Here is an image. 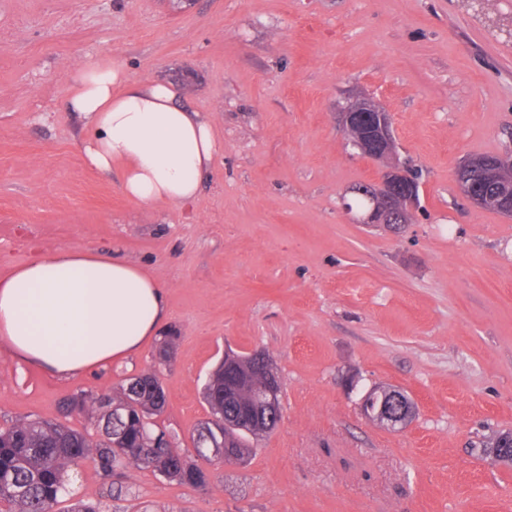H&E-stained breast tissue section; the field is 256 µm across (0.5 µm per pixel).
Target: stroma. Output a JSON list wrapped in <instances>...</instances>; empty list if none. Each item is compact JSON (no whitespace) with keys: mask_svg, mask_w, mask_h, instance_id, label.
<instances>
[{"mask_svg":"<svg viewBox=\"0 0 512 512\" xmlns=\"http://www.w3.org/2000/svg\"><path fill=\"white\" fill-rule=\"evenodd\" d=\"M89 57L175 83L209 117L218 151L192 201L144 209L85 163L66 102ZM361 92L421 172L398 234L342 209L377 172L336 126ZM509 149L512 36L464 0H0V275L35 245L115 251L160 283L179 339L155 423L173 447L208 418L225 348L266 352L282 382L277 428L207 487L108 481L87 460L76 497L112 483V512H512V465L474 448L512 431V217L455 179L464 157ZM155 346L67 381L0 341V426L112 392ZM377 386L414 399L412 422L361 414Z\"/></svg>","mask_w":512,"mask_h":512,"instance_id":"obj_1","label":"stroma"}]
</instances>
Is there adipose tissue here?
Segmentation results:
<instances>
[{"label": "adipose tissue", "instance_id": "obj_1", "mask_svg": "<svg viewBox=\"0 0 512 512\" xmlns=\"http://www.w3.org/2000/svg\"><path fill=\"white\" fill-rule=\"evenodd\" d=\"M67 108L88 131L85 162L102 173L120 166L131 201L151 208L198 194L218 144L209 118L181 105L172 85L91 58L71 75ZM164 314L162 286L115 254L62 250L0 277V339L63 380L133 358Z\"/></svg>", "mask_w": 512, "mask_h": 512}]
</instances>
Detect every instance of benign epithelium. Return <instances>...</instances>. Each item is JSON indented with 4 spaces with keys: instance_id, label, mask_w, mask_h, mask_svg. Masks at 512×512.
<instances>
[{
    "instance_id": "benign-epithelium-1",
    "label": "benign epithelium",
    "mask_w": 512,
    "mask_h": 512,
    "mask_svg": "<svg viewBox=\"0 0 512 512\" xmlns=\"http://www.w3.org/2000/svg\"><path fill=\"white\" fill-rule=\"evenodd\" d=\"M336 119L348 143L380 164L378 178L369 184L366 193L370 206L358 217V222L378 224L393 233L401 232L411 223L419 196L416 179L409 173L408 166L389 149L395 140L391 114L381 109L374 98L362 96L341 108ZM473 170L484 171L487 182L502 204V214L512 217V179L503 178L504 172L512 171V154H499L492 159L470 155L457 166L460 193L480 208L485 204V194L475 191L467 182L468 174ZM255 358L253 370L247 371V375L256 372L265 377V387L255 396V402L258 409L272 412L279 407L280 379L265 353L260 351ZM360 409L366 418L389 430L406 426L415 416L412 401L394 388L371 389L361 399ZM235 448L236 445L225 439L215 440L211 443V455L223 459L226 464L238 463L240 457Z\"/></svg>"
}]
</instances>
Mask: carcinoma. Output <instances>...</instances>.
Listing matches in <instances>:
<instances>
[{
  "mask_svg": "<svg viewBox=\"0 0 512 512\" xmlns=\"http://www.w3.org/2000/svg\"><path fill=\"white\" fill-rule=\"evenodd\" d=\"M176 336L161 338L153 358L171 363ZM244 366L219 365L205 387L210 418L257 412L253 396L262 377L251 379L249 388L239 382ZM164 387L151 369L129 379L113 394H76L60 413L69 417L85 413L94 432L79 431L62 422L20 419L0 429V512H106L103 499H74L69 495L70 471L92 460L101 475L110 478L134 465L149 469L168 481L205 488L210 483L208 442L199 430L191 435L194 454L172 447L163 431L155 429L154 417L166 406ZM69 502L66 509L59 505Z\"/></svg>",
  "mask_w": 512,
  "mask_h": 512,
  "instance_id": "carcinoma-1",
  "label": "carcinoma"
}]
</instances>
